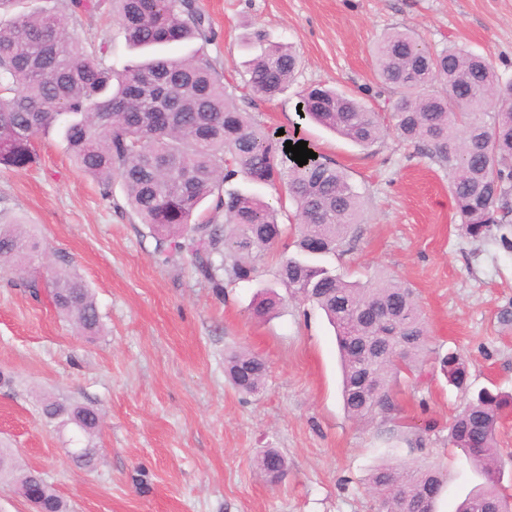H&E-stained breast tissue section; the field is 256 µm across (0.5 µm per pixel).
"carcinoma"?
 Returning a JSON list of instances; mask_svg holds the SVG:
<instances>
[{
	"label": "carcinoma",
	"mask_w": 512,
	"mask_h": 512,
	"mask_svg": "<svg viewBox=\"0 0 512 512\" xmlns=\"http://www.w3.org/2000/svg\"><path fill=\"white\" fill-rule=\"evenodd\" d=\"M127 43L150 48L211 41L209 19L195 0H112ZM93 43L73 41L51 10L22 14L0 25V167L26 170L38 163L34 140L58 125L78 167L112 196L120 182L128 205L160 235L159 248L188 254L213 287L224 276L250 281L286 228L277 208L225 185L241 177L281 191L296 208L294 251L276 271V284L321 309L334 327L342 369V400L356 421L395 410L392 388L414 373L431 349L413 291L399 282H350L326 263L362 216V199L349 178L323 155L300 166L275 137L228 95L223 76L201 50L183 58L153 57L118 71ZM377 76L395 95L391 124L356 96L317 84L302 98L312 119L361 148L387 130L448 168L455 208L466 234L483 240L512 223V81L504 82L486 58L461 45L438 50L412 29L387 32L376 46ZM292 46L266 41L250 64L246 86L272 100L293 79ZM41 243L17 222L0 221V263L24 269ZM24 286L49 290L56 308L85 333L100 327L96 302L83 279L57 261L45 278ZM448 384L467 386L468 370L452 352L439 360ZM226 373L242 392L254 393L264 362L248 352L230 355ZM512 395L484 388L454 415L448 445L460 449L484 483L457 512H512L500 490L502 465L496 433ZM45 418L72 424L83 435L99 425L86 406L46 398ZM0 481L22 495L39 493L46 512H67L53 487L0 449ZM284 458L268 449L261 469L271 479ZM448 474L434 464L381 465L369 488L382 512H435Z\"/></svg>",
	"instance_id": "cac0c4a2"
}]
</instances>
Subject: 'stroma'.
Listing matches in <instances>:
<instances>
[{
	"instance_id": "stroma-1",
	"label": "stroma",
	"mask_w": 512,
	"mask_h": 512,
	"mask_svg": "<svg viewBox=\"0 0 512 512\" xmlns=\"http://www.w3.org/2000/svg\"><path fill=\"white\" fill-rule=\"evenodd\" d=\"M99 2L92 15L77 16L69 0H21L0 22L50 9L70 37L102 47L106 63H135L140 54L127 46L109 0ZM196 2L212 23L205 51L239 108L270 130L298 133L360 193L363 221L329 265L350 280L385 276L411 288L433 351L463 357L469 388L449 385L430 361L422 375L399 379L395 416L352 421L324 313L284 289L270 316L252 313L292 253V236L271 249L256 278L216 290L189 256L160 252L121 184L104 198L53 129L35 144L36 166L0 169V217L21 220L47 246L31 271L69 261L96 300L100 329L84 334L48 297L31 298L18 275L0 270V372L13 378L0 387V448L42 472L69 512H377L367 489L373 469L415 459L447 466L437 512H454L482 479L449 447L448 424L481 388L512 393V250L465 235L447 169L393 131L364 149L302 122L297 106L309 86L326 83L388 113L374 48L402 25L438 47L466 46L512 81V0ZM258 29L299 56L287 90L272 101L245 86L258 53L249 36ZM239 350L266 365L259 392H241L225 376L226 358ZM49 395L94 408L95 434L46 419L40 400ZM421 429L425 447L409 448ZM88 444L99 452L90 470L68 454ZM270 448L287 463L274 481L259 466Z\"/></svg>"
}]
</instances>
